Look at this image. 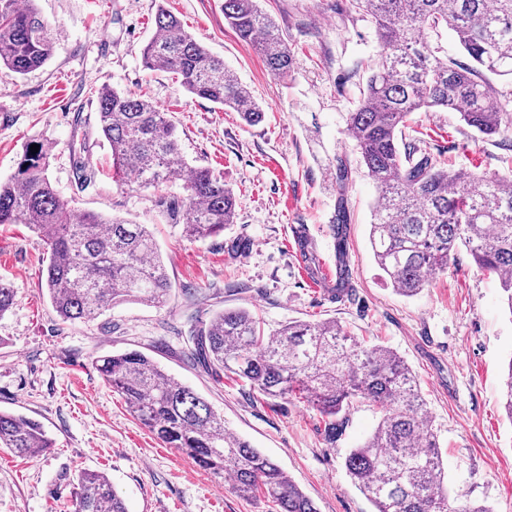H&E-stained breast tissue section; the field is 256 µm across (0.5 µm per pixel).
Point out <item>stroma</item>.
<instances>
[{"label":"stroma","instance_id":"1","mask_svg":"<svg viewBox=\"0 0 512 512\" xmlns=\"http://www.w3.org/2000/svg\"><path fill=\"white\" fill-rule=\"evenodd\" d=\"M224 0H35L56 32L52 57L20 75L0 67V181L11 178L23 145L41 140L47 175L75 214L116 215L149 225L173 288L162 308L126 302L91 323H65L44 290L47 249L25 224H0V281L13 286L0 316V410L41 422L53 448L22 458L0 448V512H75L77 477L105 472L128 512H275L231 488L135 418L93 364L107 351L139 350L190 386L225 425L271 457L319 512H375L348 475L351 448L381 414L366 402L344 414L335 445L324 421L303 400L260 399L229 375H215L187 354L184 336L218 312L243 308L271 331L290 320L333 319L352 336L383 344L411 369L438 438L448 484L463 499L512 512V420L500 399L512 359V314L496 276L467 252L454 268L431 276L413 297L394 292L374 261L368 236L375 188L361 164L347 117L358 103L378 52L371 23L350 0H258L282 30L293 55L287 77L261 58L224 21ZM223 58L265 110L245 124L238 113L187 94L172 74L145 68L142 49L158 8ZM143 94L169 112L189 166L223 176L237 197L233 224L191 241L165 223L153 191L113 179L91 89ZM408 133L420 150L455 170L512 173V141L481 138L444 110L412 113ZM97 171L80 186L77 158ZM351 172L337 180L338 162ZM350 213L355 291L334 300L303 276L293 229L307 226L324 268L336 256L327 226L338 204ZM245 251L234 252L238 241Z\"/></svg>","mask_w":512,"mask_h":512}]
</instances>
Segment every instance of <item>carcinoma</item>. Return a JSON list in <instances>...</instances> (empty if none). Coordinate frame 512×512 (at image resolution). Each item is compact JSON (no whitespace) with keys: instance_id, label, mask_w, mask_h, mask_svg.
Segmentation results:
<instances>
[{"instance_id":"obj_1","label":"carcinoma","mask_w":512,"mask_h":512,"mask_svg":"<svg viewBox=\"0 0 512 512\" xmlns=\"http://www.w3.org/2000/svg\"><path fill=\"white\" fill-rule=\"evenodd\" d=\"M0 0V63L24 75L52 56L55 33L34 7ZM374 26L379 51L366 89L349 113L356 142L375 186L369 239L374 260L394 290L413 297L429 276L446 272L464 249L483 271L498 277L512 315V180L449 171L408 141L412 113L457 112L485 138L512 132V107L483 75L512 76V0H351ZM224 19L275 77L291 71L288 43L257 0H224ZM453 32L473 61L442 59L437 41ZM144 66L173 73L190 94L240 113L250 126L264 110L236 74L163 8L143 48ZM98 123L112 154L113 174L132 172L137 187L159 192L163 220L189 239L219 235L234 222L236 198L223 176L188 167L176 126L154 102L108 87L92 91ZM39 145L37 153L30 146ZM47 151L27 142L12 178L0 183V224H27L49 250L45 287L65 322L89 323L129 301L165 306L173 288L146 224L75 216L47 176ZM181 183V192L168 187ZM350 215L338 207L328 232L336 243V296L352 291ZM299 257L313 278L322 276L314 239L294 228ZM188 352L218 373L229 372L260 398L298 395L324 418L333 445L344 423L337 416L357 399L382 411L370 436L352 449L345 467L376 512H492L450 495L425 402L405 361L382 344L365 345L336 321H289L266 333L249 311L227 309L202 333L191 332ZM103 379L121 393L137 419L170 448L201 468L228 475L232 489L264 498L277 512H319L279 465L224 426V417L191 387L139 350L94 358ZM501 401L512 419V358L502 373ZM54 446L37 421L0 410V448L20 457ZM76 512H127L103 472H83Z\"/></svg>"}]
</instances>
